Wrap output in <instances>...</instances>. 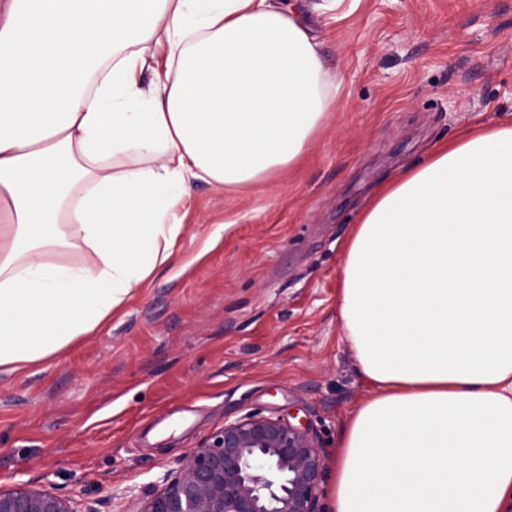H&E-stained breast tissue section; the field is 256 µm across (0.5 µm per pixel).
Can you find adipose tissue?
Here are the masks:
<instances>
[{
	"mask_svg": "<svg viewBox=\"0 0 512 512\" xmlns=\"http://www.w3.org/2000/svg\"><path fill=\"white\" fill-rule=\"evenodd\" d=\"M340 87L284 0H0V375L96 334L169 264L192 182L296 166ZM337 305L375 394L340 431L330 512H504L512 122L379 187Z\"/></svg>",
	"mask_w": 512,
	"mask_h": 512,
	"instance_id": "1",
	"label": "adipose tissue"
}]
</instances>
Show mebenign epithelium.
<instances>
[{
    "label": "benign epithelium",
    "mask_w": 512,
    "mask_h": 512,
    "mask_svg": "<svg viewBox=\"0 0 512 512\" xmlns=\"http://www.w3.org/2000/svg\"><path fill=\"white\" fill-rule=\"evenodd\" d=\"M325 457L308 424L255 413L191 451L141 512H321ZM0 512H75L69 501L26 483L0 488Z\"/></svg>",
    "instance_id": "7a95c632"
}]
</instances>
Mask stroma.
<instances>
[{"mask_svg": "<svg viewBox=\"0 0 512 512\" xmlns=\"http://www.w3.org/2000/svg\"><path fill=\"white\" fill-rule=\"evenodd\" d=\"M342 81L298 166L238 192L197 182L170 265L100 333L0 379V487L141 512L164 475L250 413L309 424L326 458L372 387L344 338L342 246L375 187L512 119V0H342L317 18Z\"/></svg>", "mask_w": 512, "mask_h": 512, "instance_id": "obj_1", "label": "stroma"}]
</instances>
